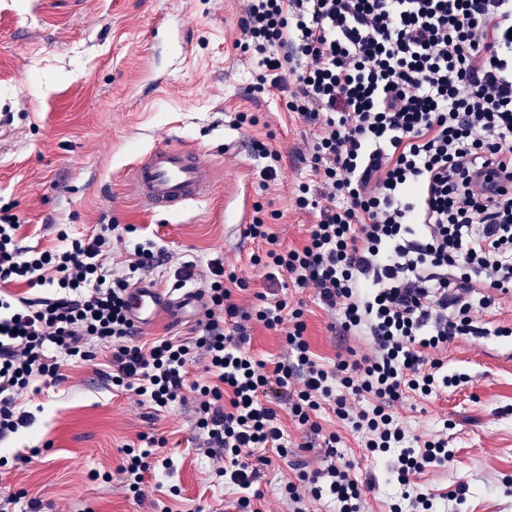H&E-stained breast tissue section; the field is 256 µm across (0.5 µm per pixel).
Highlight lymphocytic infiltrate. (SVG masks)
Returning a JSON list of instances; mask_svg holds the SVG:
<instances>
[{"label":"lymphocytic infiltrate","instance_id":"obj_1","mask_svg":"<svg viewBox=\"0 0 512 512\" xmlns=\"http://www.w3.org/2000/svg\"><path fill=\"white\" fill-rule=\"evenodd\" d=\"M235 46L257 59L259 89L288 93V111L320 130L310 148L311 182L295 203L314 209L303 245L281 248L262 218L247 232L266 244L251 262L270 278L310 288L337 312L344 334L369 337L374 352L321 364L305 337L302 307L259 294L252 311L232 300L235 269L211 265L210 308L194 345L160 337L134 343L126 294L131 274L160 254L135 246L124 274L108 263L115 225L58 246L25 250L21 226L0 218V440L27 425L17 403L31 382L63 375L56 353L89 361L96 338L113 346L112 383L139 403L183 400L188 369L202 358L214 385L197 387V427L216 475L243 489L238 512H261L251 487L255 449L287 456L276 404L335 450L322 409L362 435L368 457L408 486L447 468L444 437L410 436L395 409L408 395L430 397L463 383L439 353L477 333L472 313L512 293V0H248ZM48 288V297L11 285ZM284 328L286 360L267 366L247 349L248 322ZM300 388H293V380ZM118 473L139 493L149 473L173 471L165 438L145 432ZM374 481L347 463L297 467L286 493L292 512L333 497L361 512Z\"/></svg>","mask_w":512,"mask_h":512}]
</instances>
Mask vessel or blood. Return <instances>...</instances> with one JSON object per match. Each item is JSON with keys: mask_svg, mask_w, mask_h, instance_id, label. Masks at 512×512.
Returning a JSON list of instances; mask_svg holds the SVG:
<instances>
[{"mask_svg": "<svg viewBox=\"0 0 512 512\" xmlns=\"http://www.w3.org/2000/svg\"><path fill=\"white\" fill-rule=\"evenodd\" d=\"M213 173L201 151L177 141L152 147L131 167L128 188L145 211L181 209L202 202L211 193ZM128 316L137 329L151 327L164 318L179 326L200 315L204 305L201 289L181 292L142 282L128 292Z\"/></svg>", "mask_w": 512, "mask_h": 512, "instance_id": "b4317fda", "label": "vessel or blood"}]
</instances>
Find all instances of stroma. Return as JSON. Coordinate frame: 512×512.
I'll list each match as a JSON object with an SVG mask.
<instances>
[{
  "label": "stroma",
  "mask_w": 512,
  "mask_h": 512,
  "mask_svg": "<svg viewBox=\"0 0 512 512\" xmlns=\"http://www.w3.org/2000/svg\"><path fill=\"white\" fill-rule=\"evenodd\" d=\"M246 0H0V206L22 223V246L48 248L58 229L70 237L98 224L133 225L113 243L111 260L124 266L135 242L148 237L163 255L140 278L172 287L177 270L193 265L190 287L202 288L212 259L237 266L247 282L234 300L250 307L269 283L249 258L258 246L246 236L256 214L272 217L283 246L300 245L316 214L296 208L293 190L310 180L308 145L315 128L285 106V94L254 89L256 59L235 49ZM255 124L238 125L240 113ZM173 136L199 149L212 166V194L174 212L146 213L128 191L136 154ZM264 142L280 155L274 179L262 180L267 161L253 149ZM262 212H255V205ZM304 304L307 340L325 366L349 352L371 353L364 336L331 330L334 313L313 289H288ZM483 332L456 340L441 354L449 373L467 381L423 400L407 398L396 413L410 435L447 433L449 468L419 475L437 512H512V295L474 311ZM93 360L63 359V381H35L20 398L30 426L0 442V500L10 512H235L236 486L216 476L199 446L196 394L162 409L141 405L113 389L105 373L112 349L92 341ZM324 429L339 433L336 456L310 446L309 433L284 424L287 459L266 450L254 484L263 512H289L282 496L293 465L352 464L358 478H373L365 512H389L398 484L367 460L361 436L323 412ZM154 431L175 457L173 473L146 478L141 498L111 475L124 448ZM464 502L449 500L458 483Z\"/></svg>",
  "instance_id": "obj_1"
}]
</instances>
